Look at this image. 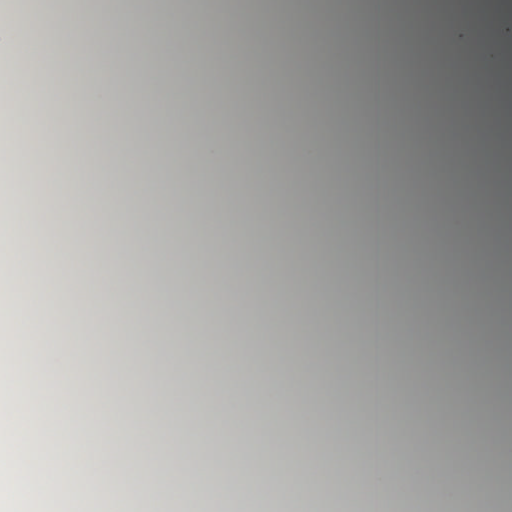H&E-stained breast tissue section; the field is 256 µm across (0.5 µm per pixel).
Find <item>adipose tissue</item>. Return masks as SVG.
I'll use <instances>...</instances> for the list:
<instances>
[{
	"mask_svg": "<svg viewBox=\"0 0 512 512\" xmlns=\"http://www.w3.org/2000/svg\"><path fill=\"white\" fill-rule=\"evenodd\" d=\"M510 8L263 0L237 12L230 0H129L107 13L88 0L76 28L28 0L25 23L0 16V96L10 101L0 144L26 158L24 181L0 197V288L11 296L0 300V360L11 361L0 425L39 441L0 444V512L48 502L62 460L77 490L66 512H99L105 499L129 512L123 488L99 475L110 438L88 432L95 415L130 399L167 449L139 458L166 474L163 512H208L222 493L205 445L225 428L250 429L246 399L265 429L282 432L283 451L226 452L224 478L247 457L261 473L253 496L274 492L280 512H307L308 487L330 476L340 498L364 487L365 512H383L391 491L441 500L445 512H470L490 491L505 497L512 123L500 105L512 96ZM345 19L368 27L362 57ZM269 39L275 55L246 58L249 41ZM310 42L325 51L303 69L298 48ZM129 43L144 53L125 56ZM426 67L434 80L418 79ZM123 70L136 71L135 94L117 82ZM226 71L248 85L233 107ZM75 92L88 110L81 122ZM147 118L155 135L145 142ZM484 131L492 138L475 149ZM259 146L263 165L242 174L241 156ZM86 149L95 166L73 164ZM67 184L100 187L94 235ZM357 207L366 220L347 221ZM132 241L149 278L126 276ZM340 263L349 277L337 278ZM245 335L256 340L248 360ZM92 350L103 369L125 364L123 386L91 391L79 363ZM156 362L168 369L161 384ZM423 433L437 447H414ZM353 435L360 446L337 454Z\"/></svg>",
	"mask_w": 512,
	"mask_h": 512,
	"instance_id": "obj_1",
	"label": "adipose tissue"
}]
</instances>
